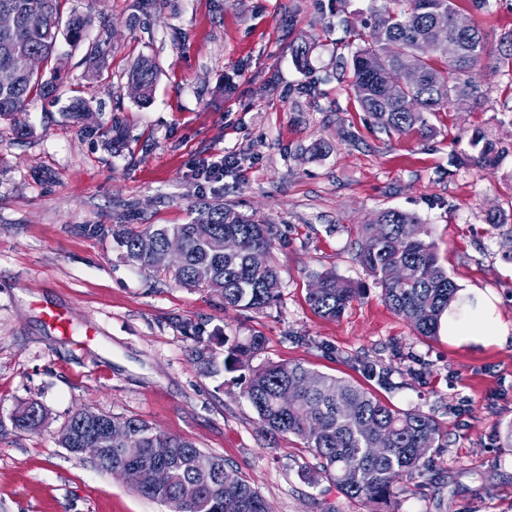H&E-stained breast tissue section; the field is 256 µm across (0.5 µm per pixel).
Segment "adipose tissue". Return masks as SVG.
<instances>
[{
  "label": "adipose tissue",
  "mask_w": 512,
  "mask_h": 512,
  "mask_svg": "<svg viewBox=\"0 0 512 512\" xmlns=\"http://www.w3.org/2000/svg\"><path fill=\"white\" fill-rule=\"evenodd\" d=\"M448 336L457 342L505 345L512 342V322L497 315L490 298L474 289L462 292L449 308Z\"/></svg>",
  "instance_id": "1"
}]
</instances>
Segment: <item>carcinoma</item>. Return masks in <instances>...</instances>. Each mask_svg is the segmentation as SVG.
<instances>
[{
	"label": "carcinoma",
	"mask_w": 512,
	"mask_h": 512,
	"mask_svg": "<svg viewBox=\"0 0 512 512\" xmlns=\"http://www.w3.org/2000/svg\"><path fill=\"white\" fill-rule=\"evenodd\" d=\"M459 0H383L374 10L371 40L351 57V88L362 111L389 134L426 138L435 128L429 116L443 112L461 97L474 105L487 99L483 72L512 71V29L491 40L477 25L458 34L459 50L437 43V24L460 13ZM61 0H0V13L14 16L11 30H0V69L13 72V81L0 84V119L22 133L19 114L35 96L55 92L42 81L40 69L27 67V58L50 61L59 36L73 44L82 42L90 20L73 12L63 17ZM158 79L155 62L139 58L127 81L139 86V102L151 99ZM472 153L457 157L461 164L493 171L506 147L486 130L476 128L468 138ZM485 223L499 239L501 259L512 264V212L500 208L485 214ZM205 224L213 238L234 236L239 249L232 255L216 251L197 235ZM276 228L261 224L225 207L204 206L188 224L112 226V241L120 258L139 269L165 272L185 287L203 285L222 295L224 306L262 312L279 298L280 281L272 260ZM356 259L383 288V300L405 317L422 337L437 335L442 316L457 300L459 287L438 262L428 228L412 213L386 209L361 225ZM182 241L183 264L169 265L168 239ZM207 265L212 274L202 283L196 268ZM404 265L412 276L403 282L389 278L392 267ZM317 287L308 289V304L323 318L338 319L358 297V288L339 281L333 273L315 274ZM194 352L201 368L218 372L208 340L197 335ZM264 345L263 337L250 336L228 347L224 367L244 368ZM364 378L380 386L390 383L388 370L375 362L362 363ZM246 396L255 409L261 429L275 437L292 434L320 460L321 470L352 498L385 501L400 491L428 462V454L443 447L444 429L431 416L416 410H399L376 397L359 383L313 371L301 363H268L252 370ZM45 420L42 406L31 403L13 418L18 430L35 431ZM128 429L127 439L108 442L100 433L81 425L73 415L59 435L63 448L85 442L104 449L98 467L112 471L139 495L168 504L171 512H266V501L247 480L222 460L184 438L157 432L137 418L114 417ZM140 449L131 460L126 449ZM163 465L171 473L168 484L154 488L139 485L136 470Z\"/></svg>",
	"instance_id": "obj_1"
}]
</instances>
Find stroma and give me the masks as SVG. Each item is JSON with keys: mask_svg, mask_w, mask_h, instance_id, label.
Segmentation results:
<instances>
[{"mask_svg": "<svg viewBox=\"0 0 512 512\" xmlns=\"http://www.w3.org/2000/svg\"><path fill=\"white\" fill-rule=\"evenodd\" d=\"M369 5L63 0V14L91 17L86 39L58 41L42 69L56 91L23 112L28 135L0 120V512H169L59 446L61 428L85 410L188 438L244 476L271 512H512V344L415 335L355 259L361 224L385 209L416 214L452 280L489 293L512 321V265L483 220L512 208V73L490 77L483 105L451 102L433 119L434 138L379 133L341 66L370 33ZM301 44L305 68L295 62ZM142 56L159 70L145 107L126 78ZM77 98L89 119L67 112ZM478 127L509 148L495 173L450 164ZM227 154L239 165L223 181L195 179V162ZM217 203L278 229L280 296L263 312L128 265L96 232L185 224ZM325 272L360 290L336 320L307 302ZM197 327L219 360L229 339L259 335L265 345L249 370L207 374L193 354ZM364 360L390 372L378 397L434 416L447 433L407 492L384 503L341 492L296 436L265 440L245 395L250 369L268 362L359 383ZM33 401L45 423L14 429Z\"/></svg>", "mask_w": 512, "mask_h": 512, "instance_id": "1", "label": "stroma"}]
</instances>
